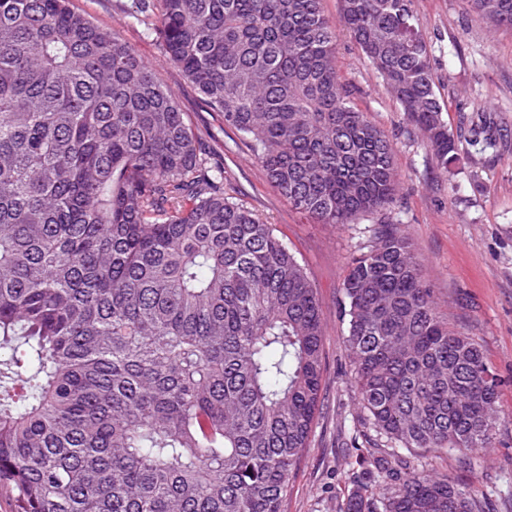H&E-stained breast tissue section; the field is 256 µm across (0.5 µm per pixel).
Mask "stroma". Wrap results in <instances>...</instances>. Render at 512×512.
<instances>
[{"mask_svg": "<svg viewBox=\"0 0 512 512\" xmlns=\"http://www.w3.org/2000/svg\"><path fill=\"white\" fill-rule=\"evenodd\" d=\"M71 4L133 46L175 94L203 151L223 165L225 191L273 225L317 291L322 407L283 512H336L359 469L358 448L388 445L358 405L343 344L346 265L382 224L410 240L440 314L480 344L501 381L496 443L475 467L465 466L455 449L414 462L423 473L475 486L489 512H512V30L490 29L464 0H414L459 158L445 173L358 44L337 29L339 75L357 108L390 139L399 188L392 203L352 223L319 224L271 189L249 147L225 127L221 113L204 105L147 25L129 16L130 0Z\"/></svg>", "mask_w": 512, "mask_h": 512, "instance_id": "stroma-1", "label": "stroma"}]
</instances>
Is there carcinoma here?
I'll return each mask as SVG.
<instances>
[{
	"label": "carcinoma",
	"instance_id": "obj_1",
	"mask_svg": "<svg viewBox=\"0 0 512 512\" xmlns=\"http://www.w3.org/2000/svg\"><path fill=\"white\" fill-rule=\"evenodd\" d=\"M163 49L267 182L320 224L393 201L387 136L336 69L322 0H159ZM440 170L457 161L413 0H341ZM512 29V0H466ZM358 403L394 444L338 512H481L416 448L495 445L499 379L412 244L374 231L343 278ZM319 300L224 191L175 94L71 0H0V489L14 512H282L323 374Z\"/></svg>",
	"mask_w": 512,
	"mask_h": 512
}]
</instances>
